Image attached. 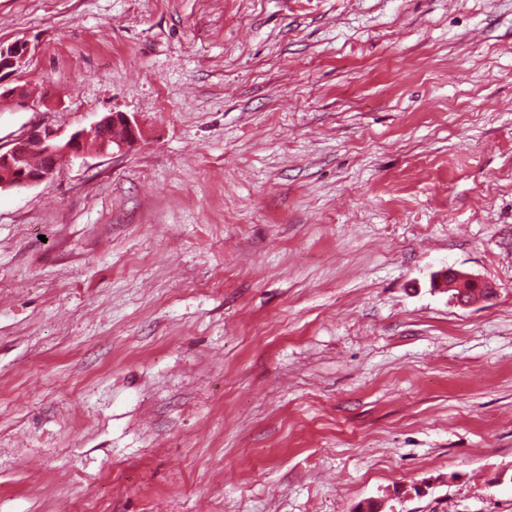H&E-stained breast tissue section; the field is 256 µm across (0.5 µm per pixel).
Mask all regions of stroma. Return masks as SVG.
<instances>
[{
	"mask_svg": "<svg viewBox=\"0 0 512 512\" xmlns=\"http://www.w3.org/2000/svg\"><path fill=\"white\" fill-rule=\"evenodd\" d=\"M16 41L1 148L139 135L0 191V512H512V0H0ZM28 55V46L22 42L9 44L7 47L0 48V98L12 99L19 108L29 107L27 94L18 86L4 88L5 77L18 72L25 64ZM100 152H121L136 138V127L121 113H110L94 126ZM448 277L456 279L459 283L466 284L469 288H459L458 286L455 288H452L451 291H453L452 295L454 297L459 295H465L468 298L472 296V289L475 288L476 292H479L481 289L490 288L485 283L471 277L470 275L460 272L458 270L454 269H445L442 270L440 273L437 274V281L436 286L439 289L446 290L448 292V283L453 284L455 283L454 280H448ZM458 303L461 305H467L465 304V298L463 296L456 297L455 298Z\"/></svg>",
	"mask_w": 512,
	"mask_h": 512,
	"instance_id": "stroma-1",
	"label": "stroma"
}]
</instances>
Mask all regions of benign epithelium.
<instances>
[{
	"instance_id": "7a95c632",
	"label": "benign epithelium",
	"mask_w": 512,
	"mask_h": 512,
	"mask_svg": "<svg viewBox=\"0 0 512 512\" xmlns=\"http://www.w3.org/2000/svg\"><path fill=\"white\" fill-rule=\"evenodd\" d=\"M28 46L15 42L0 49V98L14 101L19 108L29 107L27 94L18 86L4 87L5 77L19 71L25 64ZM99 151L122 152L136 138V127L121 113H110L94 126ZM36 141L41 145L43 163L34 165L29 158V145ZM83 133L76 132L67 138L60 137L50 129H32L17 138L11 147L0 150V191L21 189L49 179L57 167L81 157ZM454 278L470 288L481 290L487 285L470 275L454 269H445L437 274L436 286L448 289V279Z\"/></svg>"
}]
</instances>
